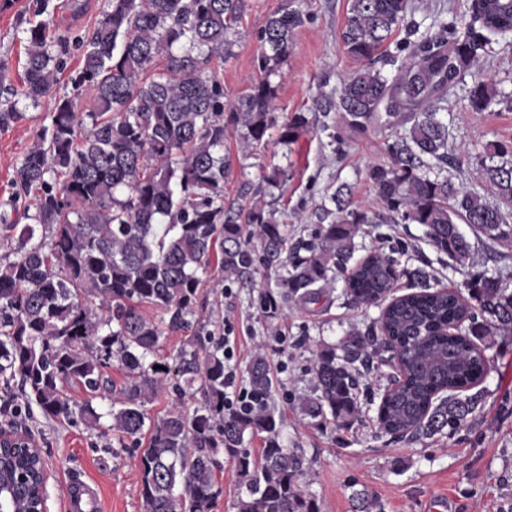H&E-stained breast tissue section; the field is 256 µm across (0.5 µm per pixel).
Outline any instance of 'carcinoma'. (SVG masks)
Masks as SVG:
<instances>
[{
  "instance_id": "carcinoma-1",
  "label": "carcinoma",
  "mask_w": 512,
  "mask_h": 512,
  "mask_svg": "<svg viewBox=\"0 0 512 512\" xmlns=\"http://www.w3.org/2000/svg\"><path fill=\"white\" fill-rule=\"evenodd\" d=\"M111 9L81 42L82 66L72 93L59 98L49 125L36 132L16 166L15 201H35L33 223L0 224V243L17 242L14 258L0 257V379L20 386L26 403L50 420L82 423L138 448L142 512H211L220 493L216 456L227 453L241 483L238 512H320L299 483L303 461L282 447L281 418L272 405V379L263 355L248 368L247 398L226 408L229 366L224 337L195 323L202 275L217 258L237 281L264 268L277 272L254 304L275 318L290 301L317 305L336 277L351 301L383 304L390 286L406 274L398 243L389 253L354 261L356 237L366 224H419L428 242L456 263L470 257L457 221L488 239L512 242V223L499 207L441 175L448 163V126L439 117L447 88L487 52V34L512 33V0H492L509 23L495 25L471 8L463 32L441 25L397 66L393 77L374 67L386 41L414 10V0H349L341 33L344 52L362 64L343 82L336 110L345 128L381 125L397 134L388 160L368 167L366 179L380 201L377 212L353 208L349 191L334 195L336 213L309 238L288 243L275 212L254 203L224 206L231 161L228 132L243 145L266 144L272 129L290 144L308 125L302 112L276 113L270 77L288 57L296 11L271 15L260 34L258 69L264 74L248 94L229 103L212 67L231 56L227 34L246 0H110ZM49 24L24 30L28 42L21 94L35 102L50 92L64 67L48 45ZM182 50L181 54L174 49ZM166 71L151 74L156 59ZM87 98L92 109L78 112ZM469 107L512 111V97L489 79L474 82ZM90 122H85V119ZM483 165L496 197L512 203V159ZM411 291L382 310L384 338L354 337L316 353L317 395L307 402L317 416L340 426L356 419L360 376L373 368L365 342L389 356L393 370L382 409L384 431L416 441L455 432L482 401L474 391L487 372L475 339L512 334V293L494 277L479 275L468 288L473 302L413 273ZM98 301L96 308L91 307ZM149 306L158 319L144 316ZM188 336L174 366L148 360L161 337ZM359 363L363 370L352 368ZM125 374L113 390L108 371ZM177 379L181 391L200 394L187 414L150 419L145 404ZM87 394L75 401L69 391ZM264 434L261 459L244 448L245 436ZM28 468L32 477L12 482V512H28L41 473L17 448L5 456L3 479Z\"/></svg>"
}]
</instances>
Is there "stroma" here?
<instances>
[{"mask_svg": "<svg viewBox=\"0 0 512 512\" xmlns=\"http://www.w3.org/2000/svg\"><path fill=\"white\" fill-rule=\"evenodd\" d=\"M424 2L408 16V29L393 37L389 53L437 33L440 23L462 28L470 20L471 0ZM27 4L28 0H12L10 10L0 12V71L6 86L0 92V112L13 107L24 114L23 120L0 129V220L21 225L26 222L23 208L12 195L15 166L33 146L36 132L48 124L57 97L70 92V77L81 64L80 41L109 10L110 0H49L50 34L65 40L69 53L57 85L36 102L17 94L28 49L23 31L32 19ZM288 9L299 10L304 22L295 29L288 58L271 83L280 114L305 113L308 130L290 145L272 141L257 149L243 148L238 135L230 134L224 141L231 159L224 200L237 201L239 185L250 182L258 190L257 201L275 210L293 243L310 234L319 215L334 209L333 196L340 186H349L353 206L370 212L379 209L365 172L385 160L390 132L372 125L346 136L343 143L333 139L342 82L358 68L340 41L348 0H247L243 16L228 35L232 54L220 69L227 101L248 93L259 79V33L269 16ZM481 75L493 79L502 94L512 95V33L497 37L479 66L461 72L441 113L448 126V164L443 173L478 192L484 189L482 161L491 160L495 146H512V112L495 106L474 112L468 106V92ZM275 166L286 172L285 182L277 188L262 181L263 173ZM399 241L409 247L402 267L425 269L435 288L463 292L471 275L483 272L512 291V245L484 237L469 236L470 258L458 265L425 241L420 225L385 224L377 229L368 224L356 239L357 255L381 253ZM274 279V272L259 270L249 288L210 266L197 315L227 331L236 387L246 385L256 352L265 354L273 376L274 405L283 420L282 442L302 457L301 485L322 512H359L363 498L371 512H429L438 499L446 501V512H512V335L486 340L482 404L462 430L397 442L377 422L380 396L388 384L387 367L368 373V391L361 395L359 414L350 426L311 416L303 407L304 400L316 394V352L350 334L378 332L379 308L351 304L339 283L329 289L325 304L291 303L281 317L269 320L252 301L259 287ZM21 422L49 468L50 512H64L65 489L77 481L96 485L100 512H142L139 449L122 447L112 436L80 424L46 419L34 407Z\"/></svg>", "mask_w": 512, "mask_h": 512, "instance_id": "stroma-1", "label": "stroma"}]
</instances>
